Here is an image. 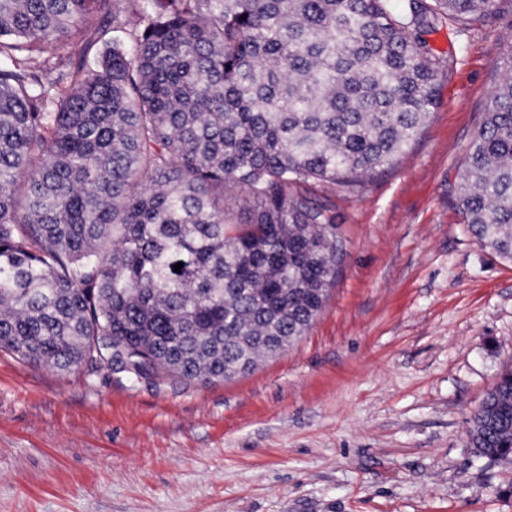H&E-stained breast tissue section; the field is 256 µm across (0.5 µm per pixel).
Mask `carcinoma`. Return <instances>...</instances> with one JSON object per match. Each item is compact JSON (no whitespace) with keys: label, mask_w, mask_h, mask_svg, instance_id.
<instances>
[{"label":"carcinoma","mask_w":512,"mask_h":512,"mask_svg":"<svg viewBox=\"0 0 512 512\" xmlns=\"http://www.w3.org/2000/svg\"><path fill=\"white\" fill-rule=\"evenodd\" d=\"M500 3L0 0V348L207 384L254 370L268 338L293 345L343 249L327 205L290 188L393 168L435 104L426 35ZM494 68L455 206L512 261V49ZM237 187L244 224L224 211ZM467 438L512 455V368Z\"/></svg>","instance_id":"carcinoma-1"}]
</instances>
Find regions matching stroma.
I'll return each instance as SVG.
<instances>
[{
    "instance_id": "35a3bbf8",
    "label": "stroma",
    "mask_w": 512,
    "mask_h": 512,
    "mask_svg": "<svg viewBox=\"0 0 512 512\" xmlns=\"http://www.w3.org/2000/svg\"><path fill=\"white\" fill-rule=\"evenodd\" d=\"M429 41L436 105L395 167L326 202L344 244L299 341L231 382L57 372L0 350V512H512L466 422L512 365V262L451 202L512 0Z\"/></svg>"
}]
</instances>
